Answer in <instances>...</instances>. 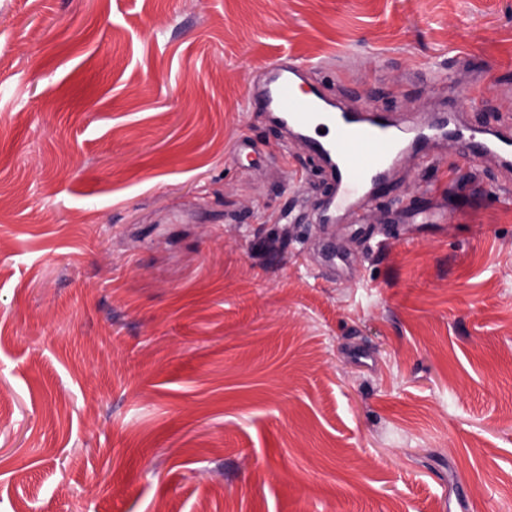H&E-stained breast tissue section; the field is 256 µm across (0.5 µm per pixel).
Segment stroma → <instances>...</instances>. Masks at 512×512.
<instances>
[{"mask_svg":"<svg viewBox=\"0 0 512 512\" xmlns=\"http://www.w3.org/2000/svg\"><path fill=\"white\" fill-rule=\"evenodd\" d=\"M288 55L512 123V0H0V512H512V173L312 223Z\"/></svg>","mask_w":512,"mask_h":512,"instance_id":"1","label":"stroma"}]
</instances>
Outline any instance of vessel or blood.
<instances>
[{"mask_svg":"<svg viewBox=\"0 0 512 512\" xmlns=\"http://www.w3.org/2000/svg\"><path fill=\"white\" fill-rule=\"evenodd\" d=\"M310 71V65L298 58L269 62L251 106L306 142L311 156L322 164L320 176L336 210H359L391 195L388 173L403 147L404 135H411L412 145L418 146L446 133L443 125L414 118L399 121L388 112L354 116L343 109H327L328 90L323 84L309 83ZM491 155L503 168L512 167L511 127L472 139L473 163Z\"/></svg>","mask_w":512,"mask_h":512,"instance_id":"b4317fda","label":"vessel or blood"}]
</instances>
